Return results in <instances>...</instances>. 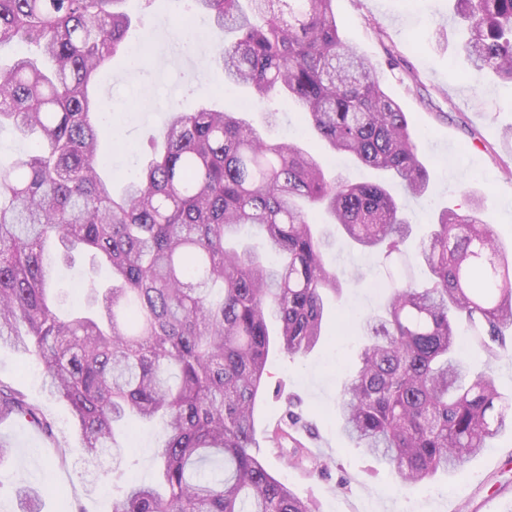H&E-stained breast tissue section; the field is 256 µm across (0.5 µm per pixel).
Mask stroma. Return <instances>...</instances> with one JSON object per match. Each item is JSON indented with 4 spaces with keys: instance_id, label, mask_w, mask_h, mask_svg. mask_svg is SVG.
<instances>
[{
    "instance_id": "1",
    "label": "stroma",
    "mask_w": 512,
    "mask_h": 512,
    "mask_svg": "<svg viewBox=\"0 0 512 512\" xmlns=\"http://www.w3.org/2000/svg\"><path fill=\"white\" fill-rule=\"evenodd\" d=\"M333 8L344 40L377 65L383 89L419 130V151L431 189L413 197L401 186L391 185L413 227L403 254L394 262L337 237L327 260L341 275L342 294L332 301L327 316L329 341L304 357L277 349L269 355L256 429L262 433L287 424L289 412H297L299 421L292 425L295 436L321 460V468L308 462L294 465L265 446L258 453L275 477L299 498L316 504L318 512H512L511 427L457 470L401 494L393 488L388 466L348 442L337 409L364 320L380 313L388 301L390 272L402 270L417 283L426 279L417 253L436 213L463 204L464 192L483 195L484 220L497 241L512 250V174L502 169L503 164L512 165V150L503 145L505 133L512 131V84L467 75L468 63L459 49L448 0H426L419 10L408 0H334ZM126 9L132 18V43L146 47L144 61L134 68L126 57H116L96 81V93L112 114V137L101 150L108 159L107 173L118 186L134 164L145 161L141 149L158 136L166 118L163 99H156L154 111L147 112L124 96L125 87L147 88L160 76L174 80L179 86L176 103L187 112L208 100L238 112L250 99L244 89L223 86L212 63L218 38L205 24L185 28L177 0H153L147 9L141 0H128ZM389 46L397 50L399 66H389L385 52ZM274 107L279 123L272 136L315 150L334 174L355 181L379 179L378 171L308 139L302 112L291 99L277 98ZM94 276L82 255L74 266L57 264L54 286L60 294L59 312L80 303L86 282ZM0 380L22 390L54 424V434L48 437L26 422L0 421V442L11 448L0 465V512H19L24 487L38 494L40 512H112L124 476L156 482L158 464L153 454L159 423L133 426L128 435L133 454L125 472L107 480L75 451L66 460L58 459V442L68 441L75 448L78 433L68 408L47 396L34 361L0 348Z\"/></svg>"
}]
</instances>
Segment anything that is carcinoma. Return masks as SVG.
Returning <instances> with one entry per match:
<instances>
[{
    "mask_svg": "<svg viewBox=\"0 0 512 512\" xmlns=\"http://www.w3.org/2000/svg\"><path fill=\"white\" fill-rule=\"evenodd\" d=\"M123 2L0 0V47H33L0 65V128L35 136L29 152L0 162V345L41 365L90 462L124 461L119 423L166 420L155 452L162 488L131 481L114 512H316L256 453L254 420L271 348L312 351L325 300L342 290L325 262L335 241L312 211L386 260L411 225L383 183L331 178L318 155L209 105L169 107L151 159L115 194L101 174L103 102L89 85L128 38ZM186 2L224 34L213 63L263 105L267 124L273 99L292 97L323 145L412 196L429 190L406 112L343 40L333 0ZM451 2L471 75L512 82V0ZM483 203L473 196L468 211L438 214L419 253L429 280L392 278L341 386L344 434L391 466L401 493L460 467L512 424V395L458 354L461 317L488 360L512 329V252L483 222ZM246 224L264 231L280 263L236 243ZM51 240L63 262L84 250L111 271L108 287L89 289L85 313L53 309ZM2 417L54 436L39 408L0 381ZM265 442L307 459L281 426Z\"/></svg>",
    "mask_w": 512,
    "mask_h": 512,
    "instance_id": "carcinoma-1",
    "label": "carcinoma"
}]
</instances>
